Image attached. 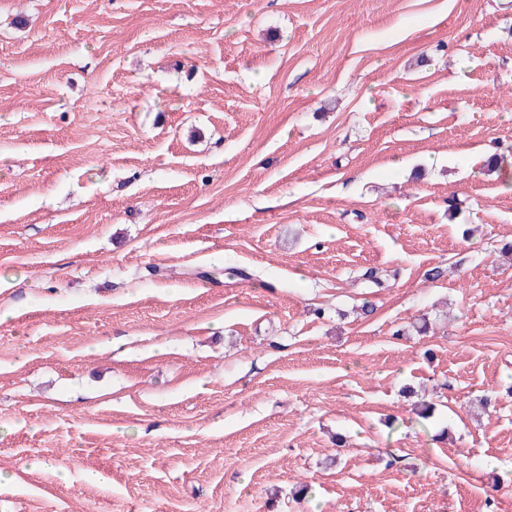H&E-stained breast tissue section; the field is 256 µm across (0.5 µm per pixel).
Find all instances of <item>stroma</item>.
Returning a JSON list of instances; mask_svg holds the SVG:
<instances>
[{"mask_svg":"<svg viewBox=\"0 0 512 512\" xmlns=\"http://www.w3.org/2000/svg\"><path fill=\"white\" fill-rule=\"evenodd\" d=\"M492 154L512 0H0V512H512Z\"/></svg>","mask_w":512,"mask_h":512,"instance_id":"35a3bbf8","label":"stroma"}]
</instances>
